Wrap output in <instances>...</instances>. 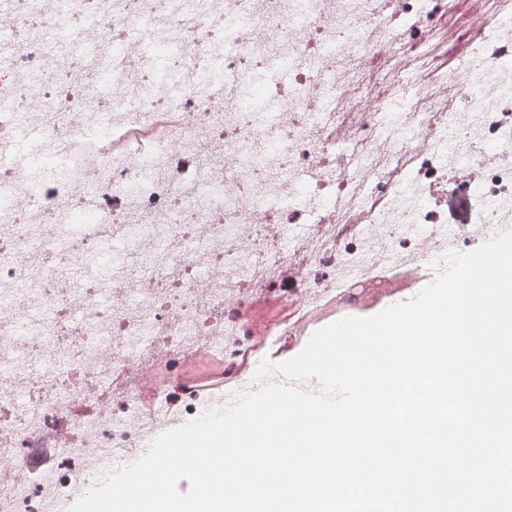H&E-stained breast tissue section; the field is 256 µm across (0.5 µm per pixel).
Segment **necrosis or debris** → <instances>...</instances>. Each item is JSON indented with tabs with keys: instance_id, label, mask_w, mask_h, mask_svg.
<instances>
[{
	"instance_id": "necrosis-or-debris-1",
	"label": "necrosis or debris",
	"mask_w": 512,
	"mask_h": 512,
	"mask_svg": "<svg viewBox=\"0 0 512 512\" xmlns=\"http://www.w3.org/2000/svg\"><path fill=\"white\" fill-rule=\"evenodd\" d=\"M452 9L0 0V512H58L63 489L196 415L189 358L218 359L232 394L260 345L302 335L370 281L430 279L449 248L512 223V0L438 25ZM387 12L417 37L380 39ZM431 38L459 64L406 100L403 73ZM460 75L468 98L451 108ZM338 140L359 145L357 172L320 189L346 204L293 238L295 171L332 163ZM372 175L380 204L365 210ZM452 185L473 201L463 230L427 205L428 188ZM91 199L86 236L72 225ZM116 235L121 253L94 268ZM270 296L280 314L256 332L245 313ZM63 429L76 435L56 465L29 478L31 440Z\"/></svg>"
}]
</instances>
